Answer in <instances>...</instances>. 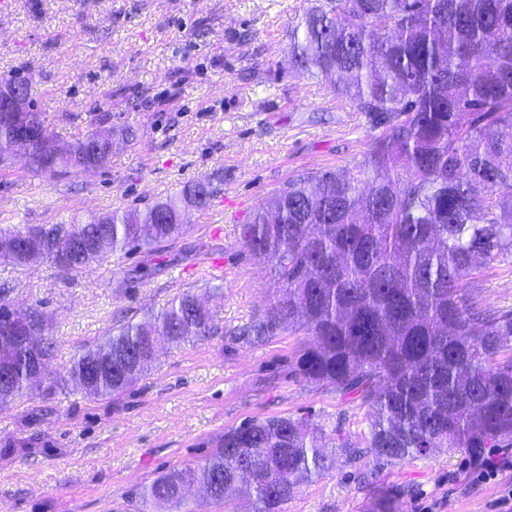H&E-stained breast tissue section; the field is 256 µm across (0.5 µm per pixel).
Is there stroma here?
<instances>
[{"mask_svg": "<svg viewBox=\"0 0 512 512\" xmlns=\"http://www.w3.org/2000/svg\"><path fill=\"white\" fill-rule=\"evenodd\" d=\"M309 0H7L0 6V76L21 70L59 144L96 115L138 121L133 142L78 174L33 171L24 156L0 167V225L84 222L151 203L214 174L220 193L188 210L165 251L116 254L60 276L50 263L0 261L15 307L52 316L48 378L119 321L142 319L182 294L201 298L217 332L160 346L148 371L116 399L75 388L0 405V512H137V491L159 474L202 463L225 429L292 415L358 433L367 407L295 371L306 336L287 330L259 345L238 340L276 302L273 263L245 249L241 226L292 175L362 160L374 134L363 113L318 78L288 71V32ZM162 273L127 279L137 265ZM488 306L512 308V266L484 270ZM496 480L479 482L464 450L375 467L349 465L302 484L286 512H371L374 488L399 491V512H503L512 446Z\"/></svg>", "mask_w": 512, "mask_h": 512, "instance_id": "1", "label": "stroma"}]
</instances>
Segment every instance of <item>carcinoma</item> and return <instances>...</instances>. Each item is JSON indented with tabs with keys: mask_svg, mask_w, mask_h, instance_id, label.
I'll return each instance as SVG.
<instances>
[{
	"mask_svg": "<svg viewBox=\"0 0 512 512\" xmlns=\"http://www.w3.org/2000/svg\"><path fill=\"white\" fill-rule=\"evenodd\" d=\"M288 67L324 80L379 131L363 160L288 179L244 225L243 244L275 263L282 294L245 333L261 343L289 329L310 337L297 359L307 382L352 395L370 410L354 437L306 417L251 418L227 429L199 468L143 485L138 500L180 506L202 480L221 504L245 483L252 512H284L300 482L322 477L340 454L395 464L432 448L476 456L512 445V309L468 291L483 269L512 265V0H312L289 33ZM33 150L0 119V164L22 151L53 175L102 167L112 139L134 141L135 122L92 130L61 149L41 113ZM218 180L198 181L144 209L85 224L0 226V259L50 261L79 272L127 249L147 253L181 236L182 210H206ZM27 236L33 249H13ZM0 288V320L47 327L40 305L15 309ZM190 295L128 320L86 347L67 370L85 395L114 398L148 369L160 341L192 344L214 333ZM31 361L18 350L0 404L32 394ZM372 512H396L374 491Z\"/></svg>",
	"mask_w": 512,
	"mask_h": 512,
	"instance_id": "carcinoma-1",
	"label": "carcinoma"
}]
</instances>
